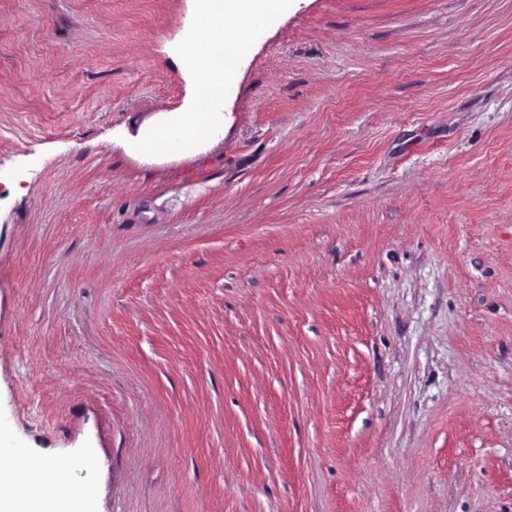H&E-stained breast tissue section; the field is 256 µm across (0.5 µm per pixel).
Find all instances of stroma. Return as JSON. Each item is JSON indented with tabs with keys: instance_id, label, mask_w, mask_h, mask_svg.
<instances>
[{
	"instance_id": "obj_1",
	"label": "stroma",
	"mask_w": 512,
	"mask_h": 512,
	"mask_svg": "<svg viewBox=\"0 0 512 512\" xmlns=\"http://www.w3.org/2000/svg\"><path fill=\"white\" fill-rule=\"evenodd\" d=\"M190 0H0V448L94 512H512V0H294L210 151ZM12 454L15 459L25 463L23 470L27 480L29 492H31L33 481H37L46 485L57 483V463L47 464L43 461L27 458L23 448H12Z\"/></svg>"
}]
</instances>
